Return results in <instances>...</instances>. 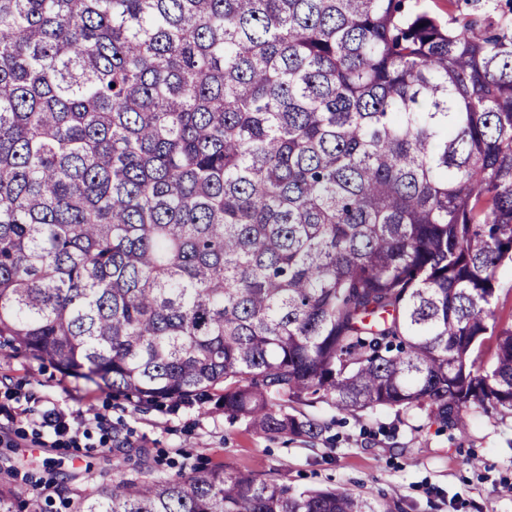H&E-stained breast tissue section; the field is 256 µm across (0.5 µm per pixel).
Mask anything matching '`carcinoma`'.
I'll list each match as a JSON object with an SVG mask.
<instances>
[{
	"label": "carcinoma",
	"mask_w": 512,
	"mask_h": 512,
	"mask_svg": "<svg viewBox=\"0 0 512 512\" xmlns=\"http://www.w3.org/2000/svg\"><path fill=\"white\" fill-rule=\"evenodd\" d=\"M0 0V347L133 408L512 414V0ZM70 512H391L195 468ZM0 512H49L0 466ZM494 307L497 313V327L512 322V276L510 274L504 275L500 280Z\"/></svg>",
	"instance_id": "cac0c4a2"
}]
</instances>
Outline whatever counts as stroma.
<instances>
[{
	"label": "stroma",
	"mask_w": 512,
	"mask_h": 512,
	"mask_svg": "<svg viewBox=\"0 0 512 512\" xmlns=\"http://www.w3.org/2000/svg\"><path fill=\"white\" fill-rule=\"evenodd\" d=\"M21 404L37 414L55 406L93 410L130 434L135 452L115 455L94 437L75 448L48 447L46 434L6 423L4 410ZM311 414L328 426L319 440L270 438L211 402L136 410L49 363L0 352V463L51 501L52 512H67L55 499L57 479L71 475L82 485L91 477L135 476L143 457L156 476L219 467L300 490L342 486L398 512H512L511 416H476L462 435L420 410L349 415L320 405Z\"/></svg>",
	"instance_id": "obj_1"
}]
</instances>
